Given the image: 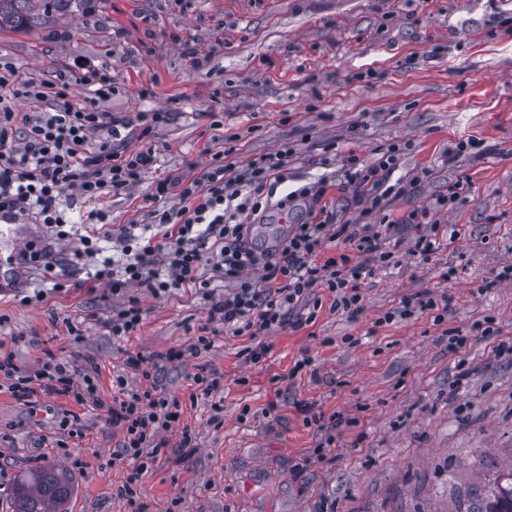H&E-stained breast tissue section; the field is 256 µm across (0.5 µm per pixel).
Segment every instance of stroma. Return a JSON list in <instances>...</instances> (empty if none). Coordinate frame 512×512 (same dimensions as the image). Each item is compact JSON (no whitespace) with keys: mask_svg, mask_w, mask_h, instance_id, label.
I'll use <instances>...</instances> for the list:
<instances>
[{"mask_svg":"<svg viewBox=\"0 0 512 512\" xmlns=\"http://www.w3.org/2000/svg\"><path fill=\"white\" fill-rule=\"evenodd\" d=\"M0 56L48 80L73 58L93 57L112 75L105 109L171 111L150 138L155 170L106 202L116 225L150 223L152 181L204 164L233 133L234 162L296 145L281 195L325 175L324 142L367 162L378 146L408 143L390 178L409 189L392 201L399 217L445 194L450 181L472 182L466 202L434 215L456 225L458 238L423 265L409 253L415 229L402 227L393 264L365 280L356 318L331 312L330 293L319 288L315 325L271 332L261 363L241 356L248 337L220 332L203 359L165 372L196 447L159 458L143 475L137 495L150 512H317L323 502L336 512H466L471 493L512 462V357L493 351L512 342V282L496 279L512 266V0H101L52 29L1 30ZM214 112L223 128H212ZM467 138L482 141L483 155L449 159ZM304 218L301 204L267 211L253 245L274 249ZM78 246L72 238L57 247L74 288L52 290L25 269L19 284L30 302L0 294V337H19L18 365L34 368L49 352L89 357L107 388L125 352L151 359L199 335L208 302L184 288L163 298L138 290L140 327L113 337L102 321L126 298L81 288L88 266L74 261ZM451 267L456 274L445 279ZM427 291L449 299L441 324L426 314L379 324L401 298ZM486 318L494 336L473 338ZM71 324L80 344L68 339ZM451 330L469 336L466 349L449 351ZM346 336L357 345L343 344ZM306 355L316 374L292 376ZM202 361L224 374L219 426L209 421V398L193 393ZM303 403L358 423L341 426L326 460L296 478L292 466L315 443ZM72 407L44 397L32 408L0 392V512L18 475L47 464L73 474L69 512H131L118 493L128 467L112 460L122 433L101 411L81 410L85 435L67 452L39 447Z\"/></svg>","mask_w":512,"mask_h":512,"instance_id":"1","label":"stroma"}]
</instances>
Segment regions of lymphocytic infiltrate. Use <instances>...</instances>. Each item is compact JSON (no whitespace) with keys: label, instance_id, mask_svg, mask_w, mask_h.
Wrapping results in <instances>:
<instances>
[{"label":"lymphocytic infiltrate","instance_id":"1","mask_svg":"<svg viewBox=\"0 0 512 512\" xmlns=\"http://www.w3.org/2000/svg\"><path fill=\"white\" fill-rule=\"evenodd\" d=\"M78 86L92 89L89 105L74 103L72 94ZM111 96V73L92 59H74L55 80L45 81L22 77L12 62L0 57V217L45 224L55 231L54 242L28 243L18 252L16 263L41 270L43 280L64 289L56 245L71 233L59 200L74 191L76 198L96 205L82 216V223L104 229L100 235L80 236L76 253L77 259L92 262L94 282L114 295L126 294L132 287L147 289L156 298L181 288L201 290L210 300L208 323L248 337L241 354L253 364L270 351L266 341L270 332L315 323L314 289L330 292L332 311L356 317L363 309L361 285L389 264L393 253L386 243L402 224L418 228L411 253L421 263H429L438 251L441 226L427 223V216L433 210L457 208L472 189L469 178L458 179L431 207L411 211L403 219L392 217L387 212L391 201L405 192L389 181L404 151L402 144L392 142L380 148L372 162H361L353 153L345 159L344 188L365 203L366 213L380 214V223L340 224L324 203L330 187L327 180L277 197L297 154L294 145L283 142L233 170L225 164L224 152L218 151L195 173L156 179L149 202L156 205L175 197L178 206L163 210L156 206L151 224H126L114 233L110 214L99 208V201L140 184L157 157L153 147L130 148L127 133L134 126L133 118L100 107ZM20 99L32 104V111H20L16 106ZM272 199L281 209L304 199L311 206L305 221L292 225L274 251L261 253L251 244V230L264 212V202ZM108 239L115 240L116 252L105 247ZM331 242L339 251L328 257L324 249ZM205 265L211 267L213 278L200 275ZM215 278L228 285L219 296L211 287ZM447 310V297L426 292L401 300L381 321L388 324L420 313L431 315L438 324ZM212 345V337L196 336L187 347L170 348L150 363L140 354L126 353L121 369L112 375L108 401L100 395L101 369L93 360L80 365L50 354L30 370L19 367L12 353L0 348V388L31 407L46 395L102 411L107 422L122 431L117 458L127 463L129 472L119 493L132 499L144 472L170 445L181 449L194 445L193 432L177 427L182 406L160 387L159 371L183 363L186 357L206 354Z\"/></svg>","mask_w":512,"mask_h":512}]
</instances>
